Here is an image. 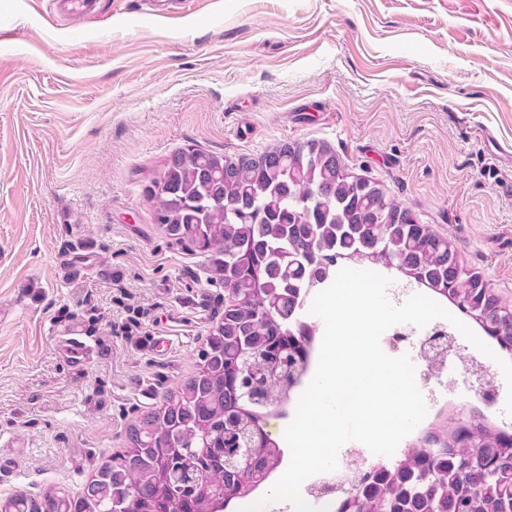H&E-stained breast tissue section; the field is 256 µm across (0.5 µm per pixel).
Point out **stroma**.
<instances>
[{
  "mask_svg": "<svg viewBox=\"0 0 512 512\" xmlns=\"http://www.w3.org/2000/svg\"><path fill=\"white\" fill-rule=\"evenodd\" d=\"M92 3L0 0V499L81 492L196 374L224 287L154 220L145 189L175 151L326 142L512 307V0ZM55 323L89 336V365ZM456 379L405 445L458 410L512 433ZM53 334L54 347H63L69 353L71 364L83 367L90 363V350L79 330L55 325Z\"/></svg>",
  "mask_w": 512,
  "mask_h": 512,
  "instance_id": "obj_1",
  "label": "stroma"
}]
</instances>
